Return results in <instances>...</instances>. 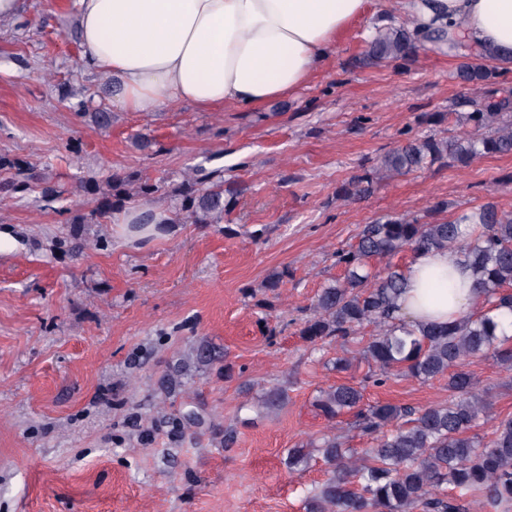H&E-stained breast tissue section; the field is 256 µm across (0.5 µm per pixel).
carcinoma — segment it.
Instances as JSON below:
<instances>
[{"label": "carcinoma", "mask_w": 512, "mask_h": 512, "mask_svg": "<svg viewBox=\"0 0 512 512\" xmlns=\"http://www.w3.org/2000/svg\"><path fill=\"white\" fill-rule=\"evenodd\" d=\"M417 39L409 24L376 29L362 57L366 65L408 59ZM463 59L458 77L473 87L471 130L455 137L432 134L411 138L379 157L381 177L405 175L446 158L463 166L488 154L512 153V94L491 90L497 71L483 61L491 54L453 45ZM199 174L166 190L175 203V219L192 224H220L231 212L236 192ZM372 178L341 189L349 201L369 191ZM79 190L92 197L94 214L105 217L134 198L149 199L162 190L142 174L113 175L105 182L86 180ZM457 249L474 276L481 309L457 321L415 328L396 316V300L405 288V270L386 264L374 271L372 259L391 260L409 250ZM343 277L321 288L299 336L313 345L347 342L367 326L371 339L359 351L375 384L408 374L427 382H448V403L421 408L389 402L362 408V388L339 383L319 392L314 406L329 420L353 414L352 425L371 436L360 450L330 434L316 444L327 478L308 493L304 512H512V417L496 419L487 391L468 369L470 360L491 356L512 371V337L497 335L490 313H512V213L493 203L452 220L420 222L385 216L361 227L356 246L335 254ZM286 393L272 387L262 406L280 408ZM495 420L492 438L472 432L479 421ZM310 458L307 448L288 450V468L299 471Z\"/></svg>", "instance_id": "carcinoma-1"}]
</instances>
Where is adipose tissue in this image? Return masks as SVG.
<instances>
[{
    "instance_id": "ef3b65f1",
    "label": "adipose tissue",
    "mask_w": 512,
    "mask_h": 512,
    "mask_svg": "<svg viewBox=\"0 0 512 512\" xmlns=\"http://www.w3.org/2000/svg\"><path fill=\"white\" fill-rule=\"evenodd\" d=\"M367 0H77L88 68L112 80L126 112L189 105L252 110L294 95L335 52ZM388 12L441 49L468 43L512 61V0H390ZM399 315L420 327L476 310L459 252L415 254Z\"/></svg>"
}]
</instances>
